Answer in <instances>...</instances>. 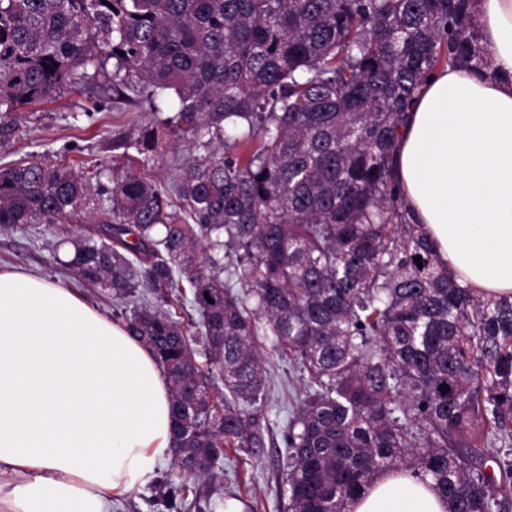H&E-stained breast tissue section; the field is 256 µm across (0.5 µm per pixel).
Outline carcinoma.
<instances>
[{
    "instance_id": "1",
    "label": "carcinoma",
    "mask_w": 512,
    "mask_h": 512,
    "mask_svg": "<svg viewBox=\"0 0 512 512\" xmlns=\"http://www.w3.org/2000/svg\"><path fill=\"white\" fill-rule=\"evenodd\" d=\"M480 40L476 0H0V141L105 61L119 98L174 102L112 138L138 158L107 185L49 151L0 165L4 230L99 197L63 266L166 372L171 499L262 446L276 357L308 374L288 512H347L384 471L449 512H512V299L457 283L393 175L421 85L488 72ZM184 147L204 153L173 184L142 172ZM186 299L196 323L174 317Z\"/></svg>"
}]
</instances>
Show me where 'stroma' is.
<instances>
[{
  "mask_svg": "<svg viewBox=\"0 0 512 512\" xmlns=\"http://www.w3.org/2000/svg\"><path fill=\"white\" fill-rule=\"evenodd\" d=\"M85 108L93 110V118L81 117ZM135 116L145 122L153 119L148 104L114 100L109 84L101 80L78 92H62L52 102L32 106L28 122L16 137L0 144V163L26 161L49 149L64 155L69 163L84 160L99 169H111L117 160L109 143L115 134L131 133L130 121ZM87 228L86 222L64 217L42 225L43 235L38 239L23 229L0 230V269H23L71 285L61 269L67 250L52 252L50 244L77 239ZM272 375L263 447L241 448L231 454L216 467L214 477L197 481L188 494L178 498L176 512H214L215 501L235 498L253 505L255 512H288L284 433L297 408L303 373L299 365L276 360ZM170 469V464H162L156 481L128 494L116 512H168L163 499Z\"/></svg>",
  "mask_w": 512,
  "mask_h": 512,
  "instance_id": "35a3bbf8",
  "label": "stroma"
}]
</instances>
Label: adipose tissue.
Instances as JSON below:
<instances>
[{
  "label": "adipose tissue",
  "mask_w": 512,
  "mask_h": 512,
  "mask_svg": "<svg viewBox=\"0 0 512 512\" xmlns=\"http://www.w3.org/2000/svg\"><path fill=\"white\" fill-rule=\"evenodd\" d=\"M493 79L437 70L396 154L412 212L461 284L512 295V0H478ZM173 449L167 379L84 298L0 271V512H112ZM350 512H448L431 482L381 474Z\"/></svg>",
  "instance_id": "adipose-tissue-1"
}]
</instances>
